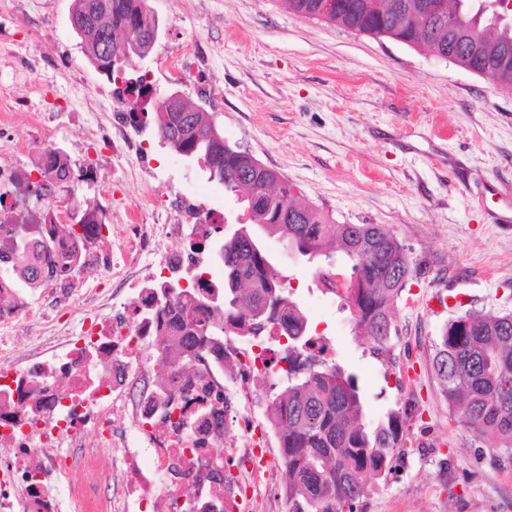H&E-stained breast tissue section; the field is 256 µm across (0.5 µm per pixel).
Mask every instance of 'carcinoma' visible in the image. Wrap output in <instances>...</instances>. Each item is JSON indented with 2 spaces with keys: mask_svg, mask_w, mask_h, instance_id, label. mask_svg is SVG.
Listing matches in <instances>:
<instances>
[{
  "mask_svg": "<svg viewBox=\"0 0 512 512\" xmlns=\"http://www.w3.org/2000/svg\"><path fill=\"white\" fill-rule=\"evenodd\" d=\"M97 0H73L71 19L85 39L87 55L110 79L119 78L127 91L143 102H153V118L160 141L177 152H194L209 179L243 204L246 219L235 237L207 252L224 266V280L203 290L182 288L178 281L163 289L162 299L173 304L166 338L156 354L157 373L166 390L163 406H178V395L193 392L204 404L203 413L223 423L224 412L209 398L204 374L195 372L189 357H213L221 371L234 359L224 342L230 334L246 339L284 336L278 365L270 372L274 382L266 418L279 440L285 473L284 497L288 512H360L369 483L386 478L395 448L404 437L398 412L370 427L357 377L324 357L327 344L315 337L307 319L284 287L262 251L255 248L258 228L284 246L310 258L332 253L334 244L351 262L352 279L344 307L350 310L354 330L373 340L382 352L390 341L392 308L406 287L411 262L399 241L384 224H332L318 207L297 202L295 187L251 153L213 135L211 113L182 103L181 111L164 108L162 98L142 79H125L119 69L133 57L150 53L154 41L147 14L148 0H110L111 12L87 23ZM289 12L318 17L322 0H281ZM464 20L448 26V17L436 12L433 0H336L326 22L337 27L405 41L452 64L512 91V21L482 33L488 19L480 14V0H457ZM116 40H110V37ZM45 176L58 184L71 177L68 160L58 153L49 158ZM283 182L286 195L277 199L267 186ZM299 217L287 224L283 215ZM59 258L42 243L20 258V273L32 282ZM433 370L442 396L464 424L477 434L492 433L499 448L512 454V313L465 314L443 328Z\"/></svg>",
  "mask_w": 512,
  "mask_h": 512,
  "instance_id": "1",
  "label": "carcinoma"
}]
</instances>
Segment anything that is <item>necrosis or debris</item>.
<instances>
[{
    "instance_id": "obj_1",
    "label": "necrosis or debris",
    "mask_w": 512,
    "mask_h": 512,
    "mask_svg": "<svg viewBox=\"0 0 512 512\" xmlns=\"http://www.w3.org/2000/svg\"><path fill=\"white\" fill-rule=\"evenodd\" d=\"M0 12L14 21L0 29V447L11 451L0 459V512H251L275 464L262 455L249 408L234 410L237 439L179 432L149 383L148 352L170 316L155 291L198 263L197 246L223 213L158 185L142 141L128 133L135 97L90 104L69 71L72 109L96 111L84 143L123 166L122 178L98 186L109 209L72 225L54 201L56 184L12 157L18 123L51 133L53 114L31 76L54 63L18 38L27 26L20 0H0ZM133 182L144 192L132 208ZM30 238L50 241L62 259L33 286L14 264ZM90 434L89 457L111 454L112 469L82 480L75 451ZM218 454L234 461L231 480L212 479L207 461Z\"/></svg>"
}]
</instances>
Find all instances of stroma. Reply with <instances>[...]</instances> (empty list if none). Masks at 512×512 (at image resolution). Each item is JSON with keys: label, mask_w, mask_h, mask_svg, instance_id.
Wrapping results in <instances>:
<instances>
[{"label": "stroma", "mask_w": 512, "mask_h": 512, "mask_svg": "<svg viewBox=\"0 0 512 512\" xmlns=\"http://www.w3.org/2000/svg\"><path fill=\"white\" fill-rule=\"evenodd\" d=\"M49 17L35 55L61 52L83 92L106 99L111 80L87 58L70 23L73 0H27ZM159 37L131 75L152 73L158 94L181 92L212 112L227 143L246 148L337 224H384L412 272L393 308L389 349L372 352L322 272L350 280L341 254L311 260L262 244L330 354L358 378L366 420L404 415V445L365 512H512V458L490 435L464 426L440 393L432 359L442 329L468 312L512 313V223L497 224L500 200L479 207L494 185L512 190V92L449 61L385 37L297 16L281 0H148ZM196 42L206 60L179 84L160 69ZM223 85L221 98L210 84ZM157 177L202 192L228 227L243 210L194 162L172 163L154 120L141 126Z\"/></svg>", "instance_id": "1"}]
</instances>
